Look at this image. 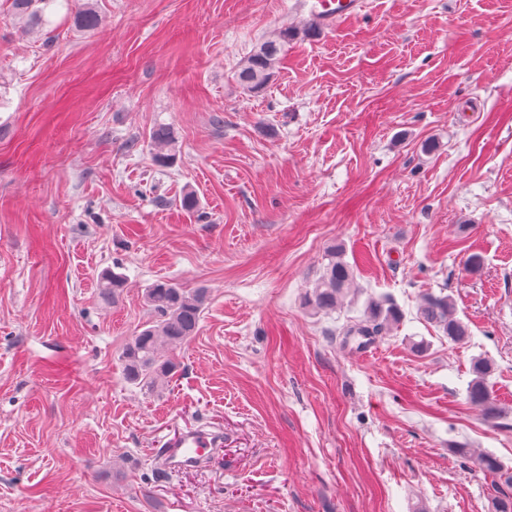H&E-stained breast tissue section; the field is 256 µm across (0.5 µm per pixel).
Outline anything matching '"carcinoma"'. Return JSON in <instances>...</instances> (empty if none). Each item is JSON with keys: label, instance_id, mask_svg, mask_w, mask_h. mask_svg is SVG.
<instances>
[{"label": "carcinoma", "instance_id": "obj_1", "mask_svg": "<svg viewBox=\"0 0 512 512\" xmlns=\"http://www.w3.org/2000/svg\"><path fill=\"white\" fill-rule=\"evenodd\" d=\"M9 12L25 21L30 30L46 24L45 10L54 0H7ZM75 26L92 31L99 24V15L89 2L80 6L73 15ZM289 32L281 33L276 40L260 44L243 62L238 78L248 90L263 87L280 62L281 47L288 42ZM151 142L158 148L157 160L169 164L175 159L176 136L172 127L157 125L149 134ZM356 287L353 267L343 260L336 247L330 249V261L314 289L306 294L304 304L315 314L330 315L336 311L346 294ZM124 288V278L107 273L102 278L100 292L117 299ZM208 299L207 290H189L169 281H157L146 288L144 302L149 311V320L123 347L121 357L128 382L156 389L170 382L177 368V352L195 335ZM420 317L443 331L455 343L465 342L470 331L468 325L457 317L455 304L447 295L427 294L419 307ZM401 310L393 303L370 297L367 299L363 317L346 331L348 336H360L372 343L375 338L398 324ZM493 365L484 359L473 361V378L467 387V399L482 412L489 422L502 418V410L490 397L487 379ZM455 452L475 460L485 472L496 474L501 469L499 460L488 453L474 454L468 448H457Z\"/></svg>", "mask_w": 512, "mask_h": 512}]
</instances>
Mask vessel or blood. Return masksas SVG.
I'll use <instances>...</instances> for the list:
<instances>
[{"instance_id": "vessel-or-blood-1", "label": "vessel or blood", "mask_w": 512, "mask_h": 512, "mask_svg": "<svg viewBox=\"0 0 512 512\" xmlns=\"http://www.w3.org/2000/svg\"><path fill=\"white\" fill-rule=\"evenodd\" d=\"M366 0H315L309 17L323 26L339 20L352 19L361 13ZM224 444L221 432L206 425H196L179 431L174 437L160 441V459L171 472L192 470L213 459Z\"/></svg>"}]
</instances>
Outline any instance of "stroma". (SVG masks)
Listing matches in <instances>:
<instances>
[{"label":"stroma","mask_w":512,"mask_h":512,"mask_svg":"<svg viewBox=\"0 0 512 512\" xmlns=\"http://www.w3.org/2000/svg\"><path fill=\"white\" fill-rule=\"evenodd\" d=\"M92 4L91 32L72 0L34 31L0 9V512H497L512 0H369L323 30L297 0ZM287 29L272 78L243 89L241 62ZM160 124L178 138L169 166ZM334 245L359 291L315 315L302 299ZM107 271L127 282L114 302ZM165 280L209 299L150 391L121 352ZM428 293L454 300L467 342L420 319ZM371 296L403 320L361 349L344 330ZM479 357L493 424L466 399ZM196 424L223 433L217 458L159 474V440ZM149 138L151 142L159 149L156 158L162 164H169L175 159L176 136L172 127L169 125H157L152 128Z\"/></svg>","instance_id":"35a3bbf8"}]
</instances>
